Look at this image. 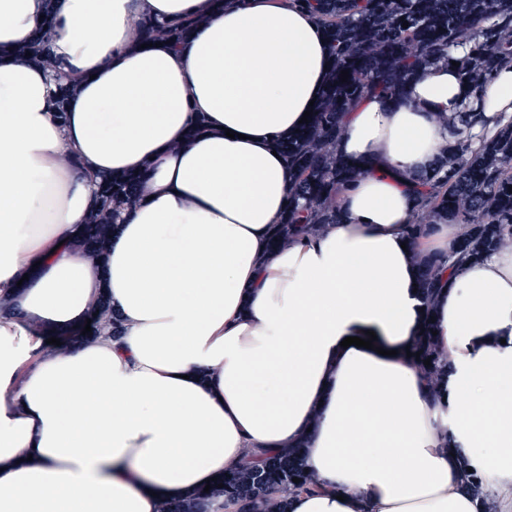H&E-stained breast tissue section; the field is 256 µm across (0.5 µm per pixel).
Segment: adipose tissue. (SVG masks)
Masks as SVG:
<instances>
[{"label":"adipose tissue","mask_w":512,"mask_h":512,"mask_svg":"<svg viewBox=\"0 0 512 512\" xmlns=\"http://www.w3.org/2000/svg\"><path fill=\"white\" fill-rule=\"evenodd\" d=\"M43 13L0 0V512H164L300 441L319 486L290 512H478L453 447L512 512V249L446 272L429 307L413 255L465 227L401 247L467 102L457 69L348 112L337 151L362 174L339 223L274 252L276 140L331 63L316 18L292 0H59L53 52L84 76L60 125L47 74L11 53ZM185 14L200 22L179 48L142 47L137 18ZM91 169L142 175L103 271L72 245ZM103 293L120 336L48 352L40 328L77 326ZM429 315L452 364L439 402L406 353ZM369 330L376 349L343 347Z\"/></svg>","instance_id":"1"}]
</instances>
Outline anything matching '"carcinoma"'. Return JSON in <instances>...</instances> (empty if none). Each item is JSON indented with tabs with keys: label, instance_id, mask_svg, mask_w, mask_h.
<instances>
[{
	"label": "carcinoma",
	"instance_id": "cac0c4a2",
	"mask_svg": "<svg viewBox=\"0 0 512 512\" xmlns=\"http://www.w3.org/2000/svg\"><path fill=\"white\" fill-rule=\"evenodd\" d=\"M295 6L314 15L323 27L333 65L317 112L299 132L277 142L290 170L288 211L277 225L272 248L288 245L294 238L313 234L327 224L339 222L337 193L340 185L355 180L361 170L336 153L343 134L345 113L364 97L385 95L401 99L409 79L422 67L448 61L459 63L461 78L467 80L475 100L481 97L497 73L512 67V0H294ZM57 0H45V18L30 39L15 47L13 54L56 81L53 117L66 120L67 103L82 82L77 72L65 73L52 51L55 37ZM197 18L168 22L142 19L137 31L145 41L181 44ZM408 27H403V24ZM466 45L461 56L450 50ZM349 71L340 81L341 71ZM483 130L473 131L475 125ZM486 121L467 106L459 115L451 154L419 177V213L406 225L414 241L437 220L452 219L468 225L448 256H422L419 288L427 305L440 293L444 267L464 258L479 261L512 245V116L500 117L494 129L484 130ZM93 203L85 214L79 241L86 259L93 265L106 262L112 244L110 235L118 229L123 215L142 201L140 176L89 173ZM92 331L83 328L65 333L62 346L88 343L107 330L120 335V320L106 297L91 308ZM434 324L426 320L414 351L420 353L433 399L451 369L433 336ZM431 359V365L424 360ZM458 462L460 488L489 507L491 497L482 474L461 456ZM300 482L295 483L292 478ZM318 486L303 466V445L268 455L259 463L230 471L215 481L209 492L196 491L167 503L166 512H208L207 504L227 497L241 506V512H289L287 497Z\"/></svg>",
	"mask_w": 512,
	"mask_h": 512
}]
</instances>
